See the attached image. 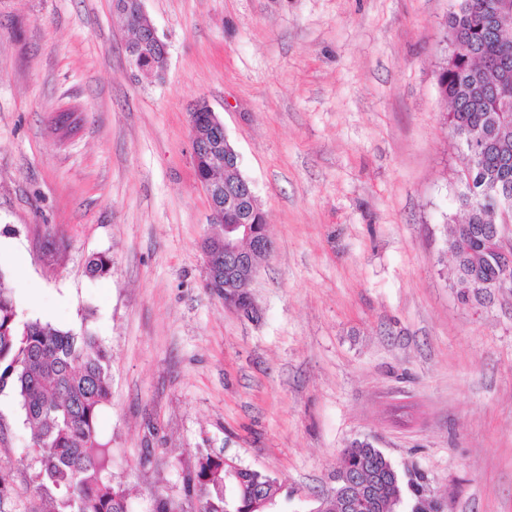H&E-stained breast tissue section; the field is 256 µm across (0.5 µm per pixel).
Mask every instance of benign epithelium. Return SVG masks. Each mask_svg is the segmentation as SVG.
Wrapping results in <instances>:
<instances>
[{
    "label": "benign epithelium",
    "instance_id": "benign-epithelium-1",
    "mask_svg": "<svg viewBox=\"0 0 512 512\" xmlns=\"http://www.w3.org/2000/svg\"><path fill=\"white\" fill-rule=\"evenodd\" d=\"M113 9L116 13L127 18L139 31L137 41L140 48L150 43L160 52L159 69L146 71L137 66V54L128 57L131 75L137 80L153 81L159 78L166 69L168 61V45L158 34L157 29L143 8V0H113ZM487 21L501 31H512V0H499L496 9L492 11ZM199 112H208L215 124H220L215 112L212 111L205 99L198 100L189 113L191 127L192 154L199 152L205 134L201 132L196 123L195 116ZM206 159L211 175H202L195 170L196 177L206 190L210 203L209 223H224V212H233L243 215L242 223L237 225L238 236L229 237L224 230L216 234H209L202 244L206 261V286L217 289L220 293H228L224 307L245 316L256 314V305L250 304L246 309L236 305L235 300L240 292L238 285L242 282H251L257 273V260L271 254L273 242L268 234L267 224L263 213L259 212L254 201L253 193L247 183L242 186L230 187L224 184V179L215 176V172L233 170L237 167L238 154L230 147L215 145L208 149ZM500 224L496 229V249L502 256L503 274L496 284L497 295L512 292V189L505 188L499 193L497 199Z\"/></svg>",
    "mask_w": 512,
    "mask_h": 512
}]
</instances>
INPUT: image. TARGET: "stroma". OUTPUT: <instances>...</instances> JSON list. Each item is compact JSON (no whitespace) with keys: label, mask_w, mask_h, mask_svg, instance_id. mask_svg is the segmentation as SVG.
<instances>
[{"label":"stroma","mask_w":512,"mask_h":512,"mask_svg":"<svg viewBox=\"0 0 512 512\" xmlns=\"http://www.w3.org/2000/svg\"><path fill=\"white\" fill-rule=\"evenodd\" d=\"M452 5L144 0L169 45L150 83L112 0H0V270L20 320L85 322L111 350L100 435L133 512H196L203 449L314 512L357 439L423 470L445 512H512V294L463 304L445 245L465 190L435 79ZM201 97L275 244L254 318L206 286ZM33 457L1 390L0 512H48ZM198 112H201V113L197 117V124H198V127L200 129H202V131H205L209 137L212 136L214 138V141H216L217 138H219V137L221 138L222 142L223 141L225 142L227 140L229 141L227 135L224 132V126H222L223 131H220L218 128H215L212 126V122L217 125H222V123L218 119L215 112H213V110L210 108L207 101L204 98H201L200 100H198V102L195 105V107L193 108L192 112L189 113L190 127H191V150H192V158H193V162H194V167H195L196 154L199 152L200 146L202 145L201 141L203 139H205V134L198 129V127L195 123V116ZM207 112L210 113L211 119ZM211 120H212V122H211ZM229 143H230V141H229ZM231 146L233 147L232 144H231Z\"/></svg>","instance_id":"obj_1"}]
</instances>
